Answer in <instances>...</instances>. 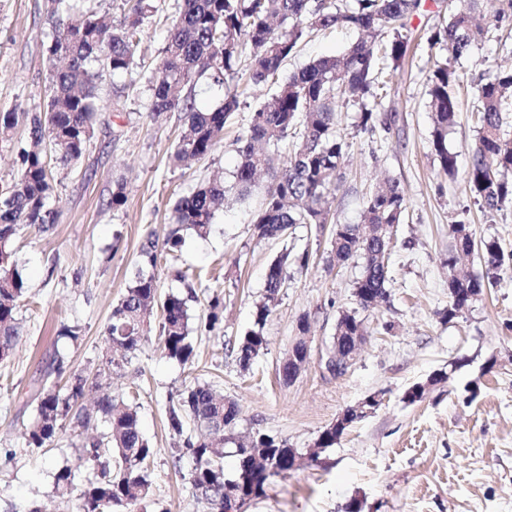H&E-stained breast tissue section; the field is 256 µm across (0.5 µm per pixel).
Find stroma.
<instances>
[{
	"mask_svg": "<svg viewBox=\"0 0 512 512\" xmlns=\"http://www.w3.org/2000/svg\"><path fill=\"white\" fill-rule=\"evenodd\" d=\"M143 24L135 63L127 75L105 79L95 135L82 158L58 169L48 206L57 214L50 230L28 228L11 247L27 294L18 308L20 338L11 359L0 365V512H77V500L54 491L55 465L75 457L81 431L66 421L52 446L29 450L24 433L35 421L40 372L53 353L66 356L69 375L101 365L104 332L112 308L131 284L136 252L146 236L164 239L173 223V205L216 173L231 175L240 162L237 140L251 112L274 90L253 83L240 68L235 86L241 110L211 154L191 167L173 165L172 146L184 123L178 113L154 116L147 81L163 57L166 32L177 0H154ZM46 0H0V110H40L48 94L52 37ZM448 16V0H421L410 18L412 50L392 77L382 113L388 124L362 130L355 112L339 106L338 129L348 143L341 174L329 201L330 224H357L368 189L380 178L396 181L407 210L402 240L391 251L388 304L363 312L370 335L347 372L330 376L320 357L340 314L355 306L353 289L360 261L337 262L331 233L298 227L294 245L308 250L306 267H290L264 330L266 349L242 371L227 347L254 320L266 294L265 273L282 249L280 242L257 241L252 225L260 193L248 199L228 194L208 238L186 235L156 276L161 292H178L169 267L198 273L192 305L191 340L196 357L183 365L167 357L157 336L130 354L112 377L113 395L137 406L141 430L156 453L149 468L152 496L138 512H206L188 481L193 462L173 464L169 450L180 441L165 423L170 395L194 381L213 385L241 407L239 434L259 429L311 448L319 433L346 406L381 392L383 404L355 423L318 460L305 462L287 478L272 479L264 497L242 512H344L358 499L362 512H512V267L500 285L452 321L448 306L449 226L469 224L475 241H497L512 253V207L494 216L474 205L464 180H448L432 151L428 75L433 52L428 37ZM506 31L476 44L457 70L463 81L456 125L448 148L460 169L470 164L478 125L466 103L473 76L512 65L502 47ZM359 37L335 28L309 35L283 72L291 74L322 56L342 54ZM125 203L109 207L116 189ZM224 303L223 321L212 333L200 328L212 296ZM309 316L310 362L291 384L279 367L299 334L298 320ZM79 325L78 341L58 338L62 326ZM444 370L446 383L408 404L405 390Z\"/></svg>",
	"mask_w": 512,
	"mask_h": 512,
	"instance_id": "1",
	"label": "stroma"
}]
</instances>
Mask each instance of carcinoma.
I'll use <instances>...</instances> for the list:
<instances>
[{
	"label": "carcinoma",
	"mask_w": 512,
	"mask_h": 512,
	"mask_svg": "<svg viewBox=\"0 0 512 512\" xmlns=\"http://www.w3.org/2000/svg\"><path fill=\"white\" fill-rule=\"evenodd\" d=\"M77 0H48L47 14L54 35L47 46L51 59L64 65L51 71L48 100L43 109L18 113L0 111V134L24 123L31 146L20 155L17 178L0 192V363L8 360L20 335L17 318L19 301L26 292L24 280L10 247L13 238L26 227L46 232L56 222V213L47 207L54 176L47 161L68 166L84 154L95 132L99 112L98 87L106 75L120 77L130 72L138 45V35L149 14L156 11L151 0H126L127 12L119 23H106L93 10L75 18ZM448 0V21L435 26L428 40L446 52L434 60L428 79L429 107L433 114V149L440 171L454 178L457 154L448 150V128L455 125L460 101L456 93L460 75L455 63L470 53L471 47L512 26V0ZM420 0H178L168 29L163 58L153 70L151 113L183 115L186 129L171 152L179 165L207 156L234 122L241 101L230 84L238 74L243 53H249V75L253 82L277 79L279 73L312 31L345 27L369 33L373 40L361 39L340 56L317 58L291 74L270 98L252 112L246 138H239L241 161L233 182L214 177L192 192L178 197L174 224L160 244L149 236L142 241L136 273L126 294L112 309L105 329L107 350L94 381L81 374L71 377L65 391L54 379L67 368L59 353L47 362L37 390V418L25 433V447L47 448L54 443L63 422L92 420L83 412L86 387L98 385L104 377L124 367L129 354L140 349L151 326V305L160 309L159 337L169 358L194 362L190 339L191 302L196 300L193 282L181 270L175 279L187 293H159L154 270L167 263V255L183 243L184 231L208 236L216 212L226 192L234 190L243 198L255 188V176L262 169H276L273 181L263 191L253 224L260 241H286L296 227L309 225L322 231L328 221L325 208L330 186L338 179L348 144L337 130L336 99L356 109V126L363 129L379 120L389 79L385 69L397 71L412 41L410 17ZM224 91L222 103L201 109L196 102L197 86ZM472 111L479 131L471 165L465 173L469 191L486 212L512 205V141L502 136L503 114L512 112V69L475 79ZM284 148L286 161L276 164L275 153L267 148ZM406 199L395 181L387 180L370 189L363 210V224H373L383 232L402 223ZM366 228L337 224L332 229L336 258L340 262L362 260V272L354 287L361 291L362 310L389 302L386 289L388 267L377 260L378 249L366 248L362 241ZM453 240L448 250V268L457 269L448 287L457 289V299L446 318L453 319L469 307L468 295L479 288L487 292L500 283L505 260L494 240L483 243L486 264L481 276L458 269L459 250L472 251L469 225L450 227ZM309 253L285 247L266 271V302L256 307L253 327L230 351L244 371L266 347L264 328L272 305L288 279V267H304ZM221 322V301H209L205 329L215 330ZM95 415L106 424L105 432L84 437L78 443L77 460L98 472L78 495L79 512H135L150 497L152 483L148 462L156 453L141 431L137 407L112 391H103L95 405ZM238 403L218 393L212 385L198 382L169 399L166 424L182 434L188 423L197 434L182 446L171 449L174 462L185 456L193 460L189 474L192 493L210 512H227L230 492L250 500L266 493L273 477L292 472L296 449L276 436L253 430L247 443L238 442ZM234 445L236 459L232 473L224 469L225 447ZM76 467L56 468L54 487L60 496L76 489Z\"/></svg>",
	"instance_id": "1"
}]
</instances>
